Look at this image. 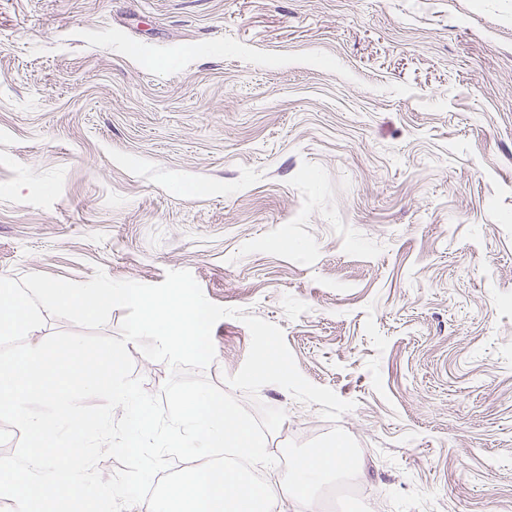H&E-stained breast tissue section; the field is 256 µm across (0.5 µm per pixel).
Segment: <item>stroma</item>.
<instances>
[{
    "label": "stroma",
    "instance_id": "stroma-1",
    "mask_svg": "<svg viewBox=\"0 0 512 512\" xmlns=\"http://www.w3.org/2000/svg\"><path fill=\"white\" fill-rule=\"evenodd\" d=\"M99 269L354 402L258 392L335 512H512V0H0V276ZM337 457L334 449L325 448L317 453L300 457L294 465L291 475V483L295 488L306 489L318 484L336 472V468H348L353 464L347 460L348 452L344 448L337 450Z\"/></svg>",
    "mask_w": 512,
    "mask_h": 512
}]
</instances>
